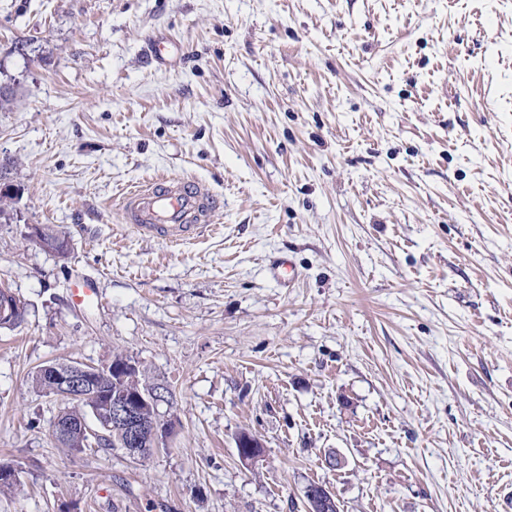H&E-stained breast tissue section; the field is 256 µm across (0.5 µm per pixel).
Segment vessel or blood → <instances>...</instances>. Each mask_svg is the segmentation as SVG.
Returning a JSON list of instances; mask_svg holds the SVG:
<instances>
[{
    "mask_svg": "<svg viewBox=\"0 0 512 512\" xmlns=\"http://www.w3.org/2000/svg\"><path fill=\"white\" fill-rule=\"evenodd\" d=\"M212 205L213 195L202 183L159 175L123 194L120 210L140 233L177 243L208 227Z\"/></svg>",
    "mask_w": 512,
    "mask_h": 512,
    "instance_id": "b4317fda",
    "label": "vessel or blood"
}]
</instances>
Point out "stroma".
Here are the masks:
<instances>
[{
    "mask_svg": "<svg viewBox=\"0 0 512 512\" xmlns=\"http://www.w3.org/2000/svg\"><path fill=\"white\" fill-rule=\"evenodd\" d=\"M0 86V283L27 303L0 329V512H308L313 482L339 512H499L512 0H0ZM159 171L209 187L212 232L123 223ZM117 352L172 392L138 461L60 447L32 383Z\"/></svg>",
    "mask_w": 512,
    "mask_h": 512,
    "instance_id": "1",
    "label": "stroma"
}]
</instances>
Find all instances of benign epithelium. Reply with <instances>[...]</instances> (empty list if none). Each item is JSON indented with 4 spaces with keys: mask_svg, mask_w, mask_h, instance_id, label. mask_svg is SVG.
I'll list each match as a JSON object with an SVG mask.
<instances>
[{
    "mask_svg": "<svg viewBox=\"0 0 512 512\" xmlns=\"http://www.w3.org/2000/svg\"><path fill=\"white\" fill-rule=\"evenodd\" d=\"M11 296L12 293L7 292L0 299V322L5 325L15 321L17 305ZM139 371L140 365L132 358L119 364L110 362L101 366L78 362L64 366L57 363L43 365L39 368V374L53 382L55 396L73 404L91 396L96 403L77 422L68 418L66 413H59L52 427V435L64 439L71 428L78 424L84 431V447L96 448L98 444L112 439V431L117 430L124 435L121 445L133 460L141 457L142 442L146 436L153 440L154 446H162L172 430V422L166 419L163 412V407L170 406L168 388L161 385L150 389L128 386L123 393L114 395L99 380L104 373L117 375L122 381L134 380ZM236 443L237 447L243 449L240 458L244 462L257 460L263 452V444L255 435L241 433Z\"/></svg>",
    "mask_w": 512,
    "mask_h": 512,
    "instance_id": "7a95c632",
    "label": "benign epithelium"
}]
</instances>
